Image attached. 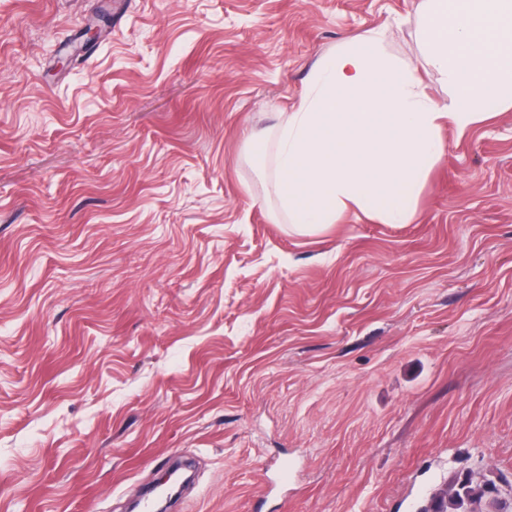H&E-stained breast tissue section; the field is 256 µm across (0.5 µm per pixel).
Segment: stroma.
Listing matches in <instances>:
<instances>
[{
  "mask_svg": "<svg viewBox=\"0 0 512 512\" xmlns=\"http://www.w3.org/2000/svg\"><path fill=\"white\" fill-rule=\"evenodd\" d=\"M422 18L0 0V512H127L177 454L168 512H420L463 479L512 512V109L444 130L409 224L300 232L247 150L372 28L447 103Z\"/></svg>",
  "mask_w": 512,
  "mask_h": 512,
  "instance_id": "1",
  "label": "stroma"
}]
</instances>
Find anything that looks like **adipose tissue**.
<instances>
[{"mask_svg": "<svg viewBox=\"0 0 512 512\" xmlns=\"http://www.w3.org/2000/svg\"><path fill=\"white\" fill-rule=\"evenodd\" d=\"M420 37L453 91L448 104L386 54L379 29L318 63L275 153L279 204L297 229L350 211L410 223L423 175L445 154L442 130L462 135L512 109V0H429Z\"/></svg>", "mask_w": 512, "mask_h": 512, "instance_id": "ef3b65f1", "label": "adipose tissue"}]
</instances>
